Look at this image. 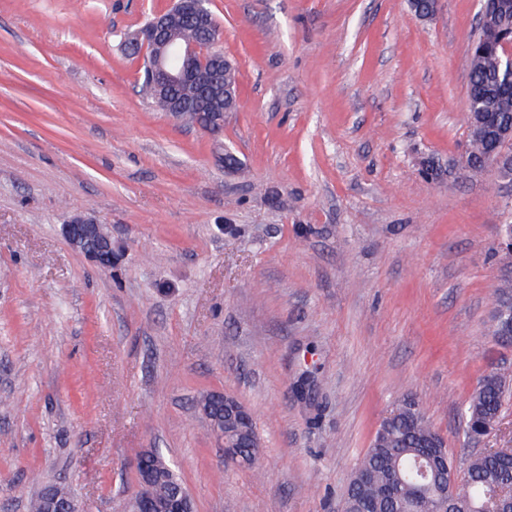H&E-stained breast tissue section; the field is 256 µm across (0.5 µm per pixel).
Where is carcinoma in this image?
Returning a JSON list of instances; mask_svg holds the SVG:
<instances>
[{
    "instance_id": "obj_1",
    "label": "carcinoma",
    "mask_w": 512,
    "mask_h": 512,
    "mask_svg": "<svg viewBox=\"0 0 512 512\" xmlns=\"http://www.w3.org/2000/svg\"><path fill=\"white\" fill-rule=\"evenodd\" d=\"M184 38L203 44L209 42L211 30L198 29L191 18L180 19ZM499 22L490 20L477 34L480 48L465 56L469 85L474 89L470 112H494L499 122L512 123V108L500 91L498 71ZM500 141L477 130H469L468 150L475 167H481L491 157L511 150ZM512 301V280L498 286L489 335L498 338L502 328L497 313ZM509 392L508 375L495 370L484 374L470 396L463 419V433L468 437L479 430L488 431L502 415ZM436 431L419 415L416 402L404 399L383 418L370 448L360 459L348 486L343 507L351 512H435L441 507L437 491L445 482L441 473L420 472L424 455L430 449L423 446ZM440 465L454 476L448 498L450 512H482L498 489L512 484V459L499 454H477L463 470L456 460L442 456Z\"/></svg>"
}]
</instances>
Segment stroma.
Listing matches in <instances>:
<instances>
[{
	"label": "stroma",
	"mask_w": 512,
	"mask_h": 512,
	"mask_svg": "<svg viewBox=\"0 0 512 512\" xmlns=\"http://www.w3.org/2000/svg\"><path fill=\"white\" fill-rule=\"evenodd\" d=\"M172 3L0 0V512L50 483L129 512L149 449L196 512H340L406 397L465 465L478 379L512 376L488 334L512 182L450 167L476 0H212L240 90L217 134L126 54ZM77 214L111 227L112 269L65 241ZM211 391L253 412V465ZM199 404L203 414L210 422L212 432L224 444L225 451L237 462L250 465L251 461L245 458L241 451L242 441L249 437L252 439L253 445L251 448L245 449L247 452L252 450L250 455L255 458V462L260 442L253 429L254 418L249 409L236 397L226 392L207 393L201 398ZM215 406L223 407V412H212Z\"/></svg>",
	"instance_id": "1"
}]
</instances>
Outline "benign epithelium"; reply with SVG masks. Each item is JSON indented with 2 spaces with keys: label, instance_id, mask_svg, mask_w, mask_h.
I'll return each instance as SVG.
<instances>
[{
  "label": "benign epithelium",
  "instance_id": "1",
  "mask_svg": "<svg viewBox=\"0 0 512 512\" xmlns=\"http://www.w3.org/2000/svg\"><path fill=\"white\" fill-rule=\"evenodd\" d=\"M477 26H482L487 15L493 10L507 9L512 0H478ZM210 0H177L175 8L169 12H159L143 27L129 35L131 43L138 47L139 58L148 62L158 75L156 98L163 102L169 111H182L183 101L170 97V89L176 86L191 85L197 81L201 71L214 74L205 87L207 111L198 113L200 124L217 133L224 127V110L213 107L217 101L233 99V90L224 85V68L229 60L219 52H207L206 47L195 41L179 40L174 29L175 19L186 14L200 26L210 25L213 13ZM503 79L512 84V37L500 42ZM62 234L72 249L84 255L94 266L110 269L119 257V249L112 243V236L105 225L88 216H76L62 226ZM200 408L209 420L212 432L224 444L225 451L237 462L248 465L250 460L241 451L242 441L249 437L253 447L260 442L253 429L254 418L249 409L236 397L226 392H211L200 400ZM157 452L147 450L136 460L139 487L133 502L136 512H195L194 500L187 488L160 501L156 495L158 486L168 479L170 468L157 465ZM42 512H82L78 502L71 495L61 496L45 490L42 495Z\"/></svg>",
  "mask_w": 512,
  "mask_h": 512
}]
</instances>
